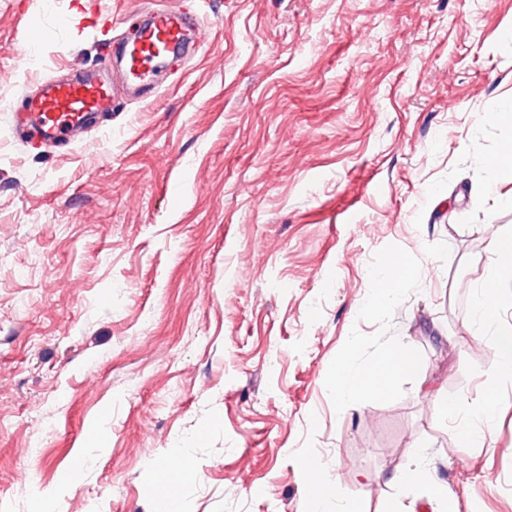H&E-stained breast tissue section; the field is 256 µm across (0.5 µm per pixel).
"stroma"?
Instances as JSON below:
<instances>
[{
  "instance_id": "35a3bbf8",
  "label": "stroma",
  "mask_w": 512,
  "mask_h": 512,
  "mask_svg": "<svg viewBox=\"0 0 512 512\" xmlns=\"http://www.w3.org/2000/svg\"><path fill=\"white\" fill-rule=\"evenodd\" d=\"M0 0V512H305L321 457L361 512H512V382L473 289L512 227V0H163L207 35L67 152L26 92L147 0ZM417 272L366 301L388 256ZM479 343L482 353L469 352ZM414 346L423 370L340 404L328 381ZM466 397L483 444L452 443ZM423 460L448 489L389 478Z\"/></svg>"
}]
</instances>
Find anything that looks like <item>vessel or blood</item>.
Here are the masks:
<instances>
[{
    "mask_svg": "<svg viewBox=\"0 0 512 512\" xmlns=\"http://www.w3.org/2000/svg\"><path fill=\"white\" fill-rule=\"evenodd\" d=\"M193 24V19L169 6L142 9L132 38L115 46L125 60L128 80L152 93L166 60L187 54ZM112 93L109 80L83 71L43 81L24 97L22 111L14 113L15 131L29 145H66L71 134L111 111Z\"/></svg>",
    "mask_w": 512,
    "mask_h": 512,
    "instance_id": "vessel-or-blood-1",
    "label": "vessel or blood"
}]
</instances>
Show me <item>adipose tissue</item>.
Returning <instances> with one entry per match:
<instances>
[{"mask_svg": "<svg viewBox=\"0 0 512 512\" xmlns=\"http://www.w3.org/2000/svg\"><path fill=\"white\" fill-rule=\"evenodd\" d=\"M491 260L498 277L492 285L490 296L479 300L473 325L477 333H490L495 337L497 367L501 377L512 379V326L499 323L500 307H512V230L494 233L489 241ZM414 276L412 268L397 255L389 256L377 273L378 288L373 295L372 307L388 305L402 287ZM422 364L418 351L410 346H400L384 351L367 365L346 358L339 362L329 384L340 401L349 402L366 389L385 395L394 375L416 371ZM305 473V500L308 512H331L334 502L344 497L335 483L330 469L321 460L305 456L300 460Z\"/></svg>", "mask_w": 512, "mask_h": 512, "instance_id": "obj_1", "label": "adipose tissue"}]
</instances>
